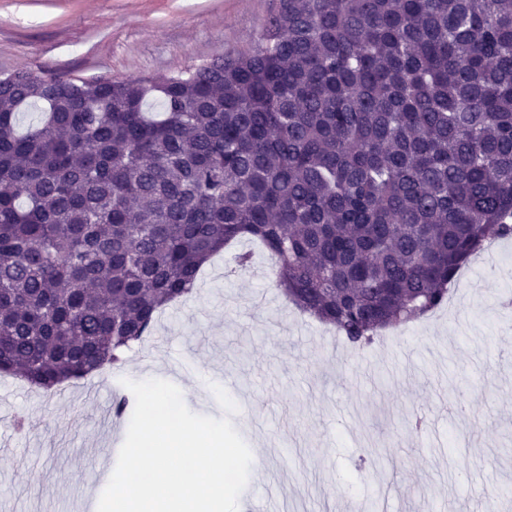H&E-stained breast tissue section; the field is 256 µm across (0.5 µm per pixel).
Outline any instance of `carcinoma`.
I'll use <instances>...</instances> for the list:
<instances>
[{
    "label": "carcinoma",
    "instance_id": "1",
    "mask_svg": "<svg viewBox=\"0 0 512 512\" xmlns=\"http://www.w3.org/2000/svg\"><path fill=\"white\" fill-rule=\"evenodd\" d=\"M511 236L512 0H278L254 51L175 75L0 80V375L45 392L235 242L363 350Z\"/></svg>",
    "mask_w": 512,
    "mask_h": 512
}]
</instances>
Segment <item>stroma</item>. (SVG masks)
Wrapping results in <instances>:
<instances>
[{
	"label": "stroma",
	"mask_w": 512,
	"mask_h": 512,
	"mask_svg": "<svg viewBox=\"0 0 512 512\" xmlns=\"http://www.w3.org/2000/svg\"><path fill=\"white\" fill-rule=\"evenodd\" d=\"M277 0H0V77L17 71L153 79L247 53ZM494 258L495 270L483 263ZM461 270L434 314L383 331L356 351L300 312L270 275L262 250L230 277L215 257L192 296L165 309L150 338L127 352L162 370L187 407L223 417L211 387L236 402L231 420L253 462L243 499L265 512H335L387 498L391 512H485L512 490V239ZM113 369L56 392L0 376V503L11 512H87L116 461L129 417L101 409L123 392ZM424 407L441 444L409 437ZM291 448L283 456L282 448Z\"/></svg>",
	"instance_id": "obj_1"
}]
</instances>
